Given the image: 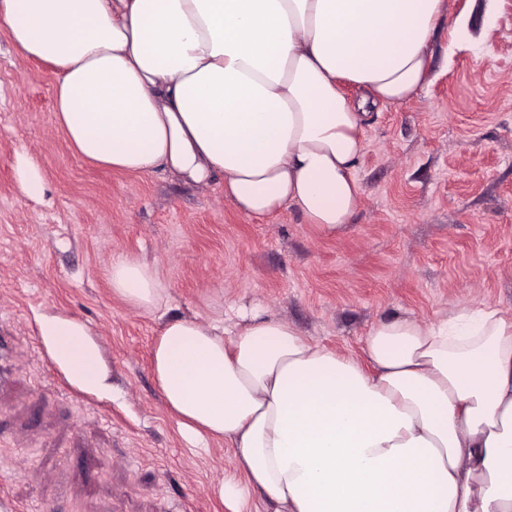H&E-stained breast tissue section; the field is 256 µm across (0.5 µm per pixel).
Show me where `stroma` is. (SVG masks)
I'll return each instance as SVG.
<instances>
[{
    "instance_id": "35a3bbf8",
    "label": "stroma",
    "mask_w": 512,
    "mask_h": 512,
    "mask_svg": "<svg viewBox=\"0 0 512 512\" xmlns=\"http://www.w3.org/2000/svg\"><path fill=\"white\" fill-rule=\"evenodd\" d=\"M445 3L428 82L373 110L359 207L332 231L288 207L247 218L216 183L85 163L55 123L49 66L0 30V497L19 512H226L212 488L234 451L183 441L151 372L158 322L113 296L114 254L156 264L172 316L257 304L359 362L381 318L428 323L480 304L512 317V0ZM22 154L42 201L18 191ZM46 311L95 335L111 399L81 395L51 365L36 332Z\"/></svg>"
}]
</instances>
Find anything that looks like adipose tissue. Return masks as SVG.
Here are the masks:
<instances>
[{"label": "adipose tissue", "mask_w": 512, "mask_h": 512, "mask_svg": "<svg viewBox=\"0 0 512 512\" xmlns=\"http://www.w3.org/2000/svg\"><path fill=\"white\" fill-rule=\"evenodd\" d=\"M444 15V0H0V29L50 66L81 159L220 177L246 216L287 206L325 230L359 206L370 110L423 87ZM108 278L159 320L151 369L183 439L235 448L244 484L213 489L228 512L252 493L268 512H512V320L498 309L379 319L365 369L257 307L231 327L167 317L146 260L115 256ZM36 323L73 389L111 397L83 322Z\"/></svg>", "instance_id": "obj_1"}]
</instances>
